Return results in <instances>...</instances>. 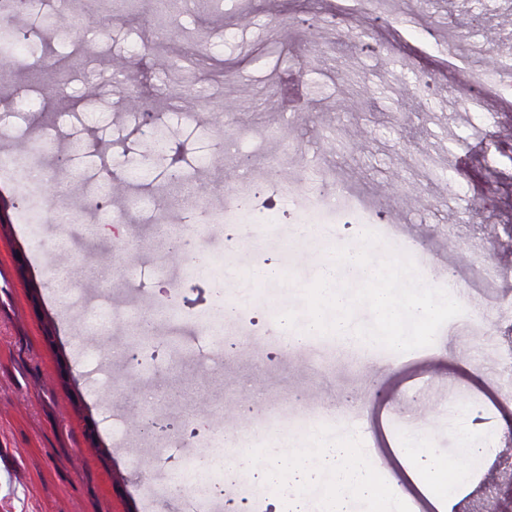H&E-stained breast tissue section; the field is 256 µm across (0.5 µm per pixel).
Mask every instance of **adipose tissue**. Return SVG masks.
I'll use <instances>...</instances> for the list:
<instances>
[{"label": "adipose tissue", "mask_w": 512, "mask_h": 512, "mask_svg": "<svg viewBox=\"0 0 512 512\" xmlns=\"http://www.w3.org/2000/svg\"><path fill=\"white\" fill-rule=\"evenodd\" d=\"M407 477L422 491L430 493L440 510L445 512L456 489L469 477L471 461L483 457L485 448L477 442H469L463 460L446 461L428 448L422 434L410 431L395 450Z\"/></svg>", "instance_id": "ef3b65f1"}]
</instances>
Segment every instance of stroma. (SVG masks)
Returning <instances> with one entry per match:
<instances>
[{"label": "stroma", "mask_w": 512, "mask_h": 512, "mask_svg": "<svg viewBox=\"0 0 512 512\" xmlns=\"http://www.w3.org/2000/svg\"><path fill=\"white\" fill-rule=\"evenodd\" d=\"M83 6L38 0L20 12L22 40L0 67V153L28 150L32 167L58 186L51 197L42 184L0 174V512H196L175 489L215 454L195 433L254 427L284 409L369 433L395 476L391 446L408 425L427 423L426 442L452 461L484 439L487 452L451 512L485 498L488 473L512 445V401L500 396L495 353L432 345L427 358L382 368L369 344L351 357L324 336L285 352L278 326L262 322L242 326L252 343L229 334L218 344L199 321L217 311L210 268L227 235L248 238L265 218L276 231L260 252L242 246L224 264V300L251 314L283 298L301 308L307 258L299 250L283 264V248L301 224L356 241L361 229L345 215L358 199L390 210L404 236L420 241L418 270L456 275L447 256L427 253L449 232L467 254L512 265V252L485 232L512 229V107L487 93L492 76L467 95L453 77L454 66L490 50L512 64V0H386L379 10L368 0H171L163 10L112 0L94 36L74 22ZM245 13L253 27H242ZM307 40L325 43L318 60H308ZM162 58L171 62L168 87L201 89L193 112L172 111L158 92ZM92 67L122 76L142 109L122 110L106 80L83 95ZM353 78L366 88L357 102ZM228 109L236 113L229 128ZM343 127L366 132L364 150L335 141ZM159 128L170 136L168 162L145 157L144 132ZM43 141L52 151L39 150ZM413 152L429 158L428 175L410 171ZM273 154L285 164L278 180L300 163L351 186L355 200L294 199L271 180L242 213L225 215L226 176L262 179ZM172 166L180 185L168 181ZM134 170L140 191L108 193L107 183ZM65 208L83 223L60 229ZM203 212L214 222L195 256L170 260L166 225ZM261 264L284 267L282 280L248 287ZM65 267L80 271L69 302L51 287ZM116 309L143 319V332L114 320ZM133 345L143 349L136 366L126 357ZM450 406L452 425L441 416ZM222 453L224 493L197 512H283L277 496L245 493L231 448Z\"/></svg>", "instance_id": "stroma-1"}]
</instances>
